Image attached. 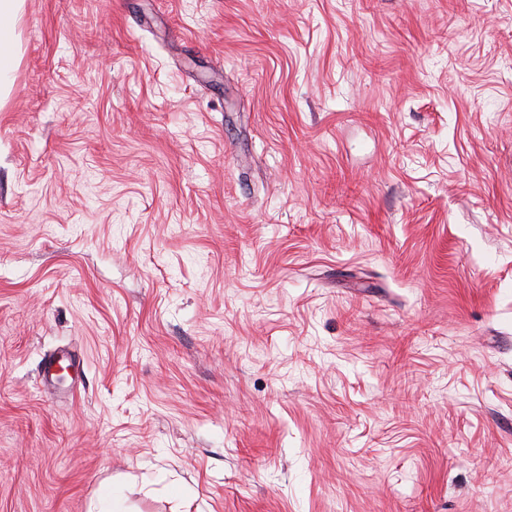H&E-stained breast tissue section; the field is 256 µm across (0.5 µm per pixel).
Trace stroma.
I'll use <instances>...</instances> for the list:
<instances>
[{
	"label": "stroma",
	"mask_w": 512,
	"mask_h": 512,
	"mask_svg": "<svg viewBox=\"0 0 512 512\" xmlns=\"http://www.w3.org/2000/svg\"><path fill=\"white\" fill-rule=\"evenodd\" d=\"M0 512H512V0H24Z\"/></svg>",
	"instance_id": "1"
}]
</instances>
